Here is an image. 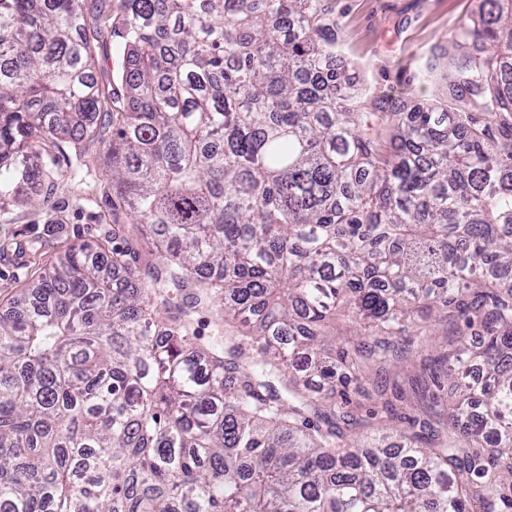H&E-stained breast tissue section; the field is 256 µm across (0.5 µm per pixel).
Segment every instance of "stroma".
I'll return each instance as SVG.
<instances>
[{
	"label": "stroma",
	"instance_id": "stroma-1",
	"mask_svg": "<svg viewBox=\"0 0 512 512\" xmlns=\"http://www.w3.org/2000/svg\"><path fill=\"white\" fill-rule=\"evenodd\" d=\"M480 5L481 0H329L340 24L336 57L349 66L362 110L391 99L422 106L444 97L448 62L438 57V49L460 23L476 17ZM121 15V0H86L98 86L105 103L117 108L126 102L114 33ZM81 150L92 162L90 174L55 169L36 186L47 205L34 206L23 197L0 199V311L58 253L95 241L101 225L127 223L126 213L113 211L106 196L103 144L89 138Z\"/></svg>",
	"mask_w": 512,
	"mask_h": 512
}]
</instances>
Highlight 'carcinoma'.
<instances>
[{
    "label": "carcinoma",
    "instance_id": "carcinoma-1",
    "mask_svg": "<svg viewBox=\"0 0 512 512\" xmlns=\"http://www.w3.org/2000/svg\"><path fill=\"white\" fill-rule=\"evenodd\" d=\"M83 9L0 0V196L110 126L131 217L0 313V512H512V0L409 113L325 79L326 0H123L108 112Z\"/></svg>",
    "mask_w": 512,
    "mask_h": 512
}]
</instances>
